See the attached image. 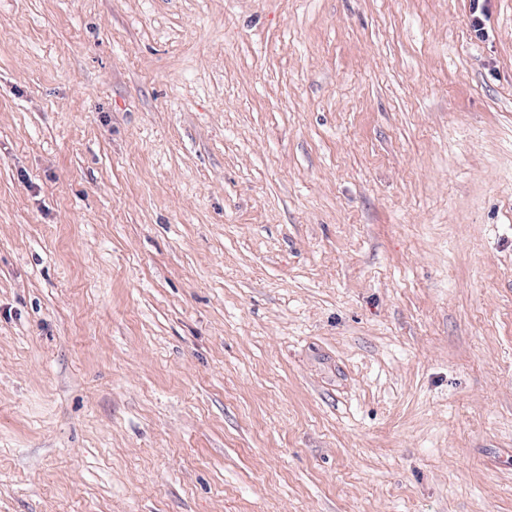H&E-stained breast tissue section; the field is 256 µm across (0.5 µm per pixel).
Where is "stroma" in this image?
<instances>
[{
    "instance_id": "35a3bbf8",
    "label": "stroma",
    "mask_w": 512,
    "mask_h": 512,
    "mask_svg": "<svg viewBox=\"0 0 512 512\" xmlns=\"http://www.w3.org/2000/svg\"><path fill=\"white\" fill-rule=\"evenodd\" d=\"M0 0V512H512V0Z\"/></svg>"
}]
</instances>
